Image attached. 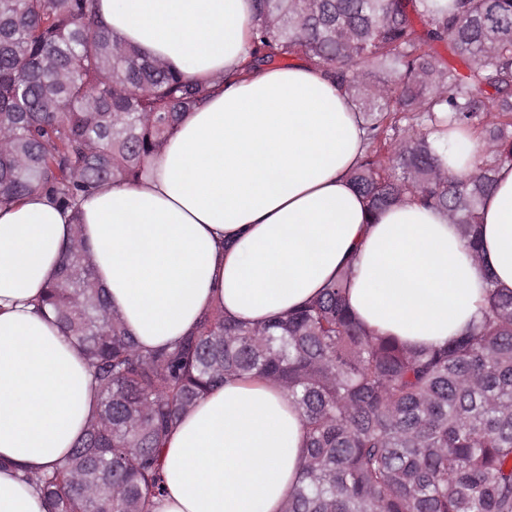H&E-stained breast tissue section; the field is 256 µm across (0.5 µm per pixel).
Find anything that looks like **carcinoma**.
Returning <instances> with one entry per match:
<instances>
[{
    "label": "carcinoma",
    "mask_w": 512,
    "mask_h": 512,
    "mask_svg": "<svg viewBox=\"0 0 512 512\" xmlns=\"http://www.w3.org/2000/svg\"><path fill=\"white\" fill-rule=\"evenodd\" d=\"M92 2L0 0V205L42 194L75 208L105 184L139 181L207 98ZM254 2L243 70L302 58L360 113L367 146L349 179L367 223L417 202L443 210L479 254L483 201L512 166V0ZM444 124L478 133L473 172L448 168L432 137ZM347 285L344 274L259 326L216 308L175 347L143 352L75 225L42 306L76 340L99 400L68 463L21 479L47 512H148L180 417L257 376L286 391L307 433L282 512H512V293L490 286L479 324L413 349L359 322Z\"/></svg>",
    "instance_id": "carcinoma-1"
}]
</instances>
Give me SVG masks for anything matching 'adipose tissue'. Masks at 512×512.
<instances>
[{
  "label": "adipose tissue",
  "mask_w": 512,
  "mask_h": 512,
  "mask_svg": "<svg viewBox=\"0 0 512 512\" xmlns=\"http://www.w3.org/2000/svg\"><path fill=\"white\" fill-rule=\"evenodd\" d=\"M95 6L126 42L214 92L141 182L104 186L74 212L39 194L0 207V512H46L16 469L65 465L96 409L79 349L35 305L73 232L144 351L177 345L217 307L251 325L288 314L345 270L358 320L411 348L471 327L488 285L512 290L511 166L481 210V255L417 203L367 223L348 178L365 150L348 98L304 62L242 74L253 0ZM305 442L278 386L224 384L170 432L151 512H282Z\"/></svg>",
  "instance_id": "1"
}]
</instances>
